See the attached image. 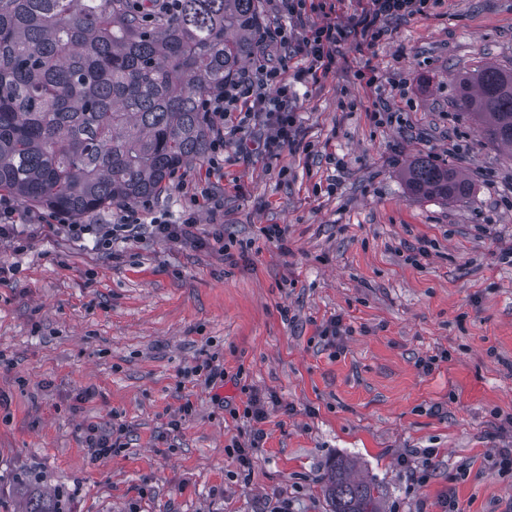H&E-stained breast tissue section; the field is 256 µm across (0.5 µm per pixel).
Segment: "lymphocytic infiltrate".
I'll list each match as a JSON object with an SVG mask.
<instances>
[{
	"label": "lymphocytic infiltrate",
	"mask_w": 512,
	"mask_h": 512,
	"mask_svg": "<svg viewBox=\"0 0 512 512\" xmlns=\"http://www.w3.org/2000/svg\"><path fill=\"white\" fill-rule=\"evenodd\" d=\"M371 9L358 22L362 40L375 41L387 35L385 20L401 19L423 12L429 0H370ZM341 31L326 24L306 32L301 49L312 60L313 70H328L336 57ZM264 62L254 74H247L228 85L224 92L208 96L202 101L213 130L208 166L218 171L224 167V148L239 141L245 126L258 120L272 129L273 134L265 142L267 152L277 154L296 142V118L293 100L295 95L282 80L286 67L290 40L286 35L272 36L260 32ZM137 209H126L120 222L108 229L97 224H78L62 212L45 214L30 212L19 215L12 201L0 195V239L15 237L18 224H61L69 235L77 240L93 238L98 250H111L117 236L129 232L139 224Z\"/></svg>",
	"instance_id": "lymphocytic-infiltrate-1"
}]
</instances>
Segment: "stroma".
<instances>
[{"label": "stroma", "mask_w": 512, "mask_h": 512, "mask_svg": "<svg viewBox=\"0 0 512 512\" xmlns=\"http://www.w3.org/2000/svg\"><path fill=\"white\" fill-rule=\"evenodd\" d=\"M314 3L298 19L262 0L270 30L343 31L329 72L290 56L295 146L266 152L270 131L251 122L223 170L175 173L108 253L58 224L0 241V512L28 485L63 512H329L322 486L341 457L381 487L384 512H442L448 498L512 512L498 466L512 450V153L456 106L460 75L512 67V0H433L365 48L361 0ZM368 65L372 89L357 78ZM383 106L401 123L373 119ZM417 157L461 172L468 195L413 197L403 169ZM210 188L224 209H199L201 245L152 236ZM267 224L285 245L261 236ZM219 226L243 259L225 258ZM214 355L227 377L209 388L192 370ZM251 392L268 415L246 469L232 447L252 428L228 410ZM91 425L123 426L124 451L94 458Z\"/></svg>", "instance_id": "1"}]
</instances>
